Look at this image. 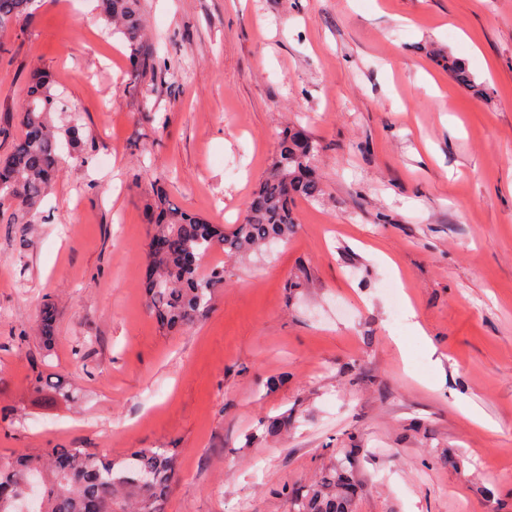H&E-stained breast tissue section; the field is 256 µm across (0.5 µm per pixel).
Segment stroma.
<instances>
[{
	"instance_id": "1",
	"label": "stroma",
	"mask_w": 512,
	"mask_h": 512,
	"mask_svg": "<svg viewBox=\"0 0 512 512\" xmlns=\"http://www.w3.org/2000/svg\"><path fill=\"white\" fill-rule=\"evenodd\" d=\"M97 5L41 0L0 32V155L36 69L80 135L0 222V456L172 449L163 512H291L280 488L335 464L352 512H512V0H146L152 74ZM291 126L323 195L288 239L211 254V312L163 330L149 199L241 222Z\"/></svg>"
}]
</instances>
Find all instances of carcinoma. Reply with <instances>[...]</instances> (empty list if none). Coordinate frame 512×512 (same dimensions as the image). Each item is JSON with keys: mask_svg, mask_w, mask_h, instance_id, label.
<instances>
[{"mask_svg": "<svg viewBox=\"0 0 512 512\" xmlns=\"http://www.w3.org/2000/svg\"><path fill=\"white\" fill-rule=\"evenodd\" d=\"M36 2L0 0V30L31 13ZM101 15L108 29L128 43L131 65L154 72L158 52L147 42L142 0H101ZM55 111L50 76L34 73L19 115L23 134L0 158V217L32 213L51 187L61 161L51 118ZM316 152V143L302 131L283 133L244 220L228 230L189 214L161 192L150 199L149 237H163L165 249L149 252L145 292L148 309L163 327L191 328L210 312L224 288L225 271H203L208 254L219 249L236 259L294 232L295 199L313 200L323 193L313 167ZM54 321L53 306L44 305L40 322L47 344L53 340ZM176 480V460L169 448H136L120 458L85 448L21 450L0 459V512H162ZM354 488L350 474L332 467L307 485L282 487L281 493L293 501L294 512H350Z\"/></svg>", "mask_w": 512, "mask_h": 512, "instance_id": "1", "label": "carcinoma"}]
</instances>
